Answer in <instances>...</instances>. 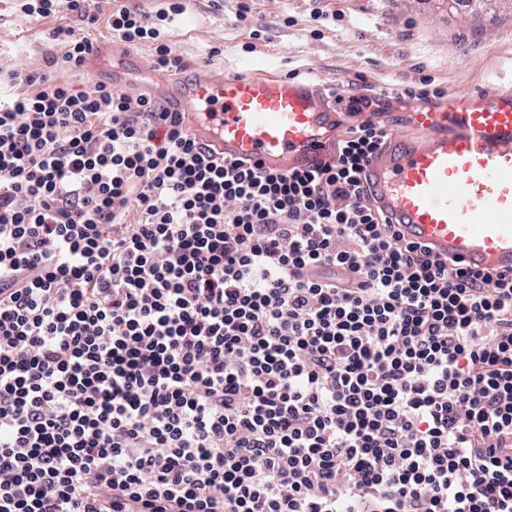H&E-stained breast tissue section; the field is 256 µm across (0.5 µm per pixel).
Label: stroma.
<instances>
[{"instance_id": "35a3bbf8", "label": "stroma", "mask_w": 512, "mask_h": 512, "mask_svg": "<svg viewBox=\"0 0 512 512\" xmlns=\"http://www.w3.org/2000/svg\"><path fill=\"white\" fill-rule=\"evenodd\" d=\"M240 0H188L186 11L165 24L164 39L187 64V77L224 71L296 75L321 83L336 96V134L370 119L410 134L409 114L423 101L357 108L430 76L445 92L466 99L512 85V0L494 15L476 0H249L237 21ZM61 11L46 18L26 15L19 0H0V77L62 56L50 33L71 25ZM92 66L60 68L55 76L85 90L112 81L131 96L159 76L151 68L153 47L117 42Z\"/></svg>"}]
</instances>
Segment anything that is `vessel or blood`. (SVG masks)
<instances>
[{"label": "vessel or blood", "instance_id": "obj_1", "mask_svg": "<svg viewBox=\"0 0 512 512\" xmlns=\"http://www.w3.org/2000/svg\"><path fill=\"white\" fill-rule=\"evenodd\" d=\"M158 99L228 160L285 171L325 160L336 114L322 86L271 74L173 81ZM418 141L389 135L366 167L406 239L470 268L512 270V87L448 98L411 116Z\"/></svg>", "mask_w": 512, "mask_h": 512}]
</instances>
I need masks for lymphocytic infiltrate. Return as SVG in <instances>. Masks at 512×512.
Segmentation results:
<instances>
[{"label":"lymphocytic infiltrate","instance_id":"obj_1","mask_svg":"<svg viewBox=\"0 0 512 512\" xmlns=\"http://www.w3.org/2000/svg\"><path fill=\"white\" fill-rule=\"evenodd\" d=\"M0 100V512H512V274L404 239L386 129L285 172L148 95L58 82L96 0ZM114 37L184 59L121 6Z\"/></svg>","mask_w":512,"mask_h":512}]
</instances>
